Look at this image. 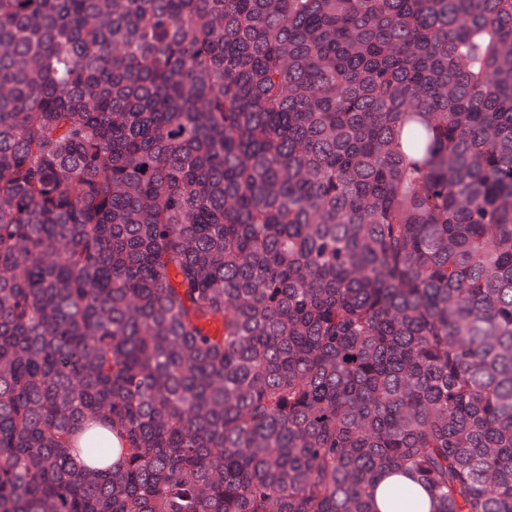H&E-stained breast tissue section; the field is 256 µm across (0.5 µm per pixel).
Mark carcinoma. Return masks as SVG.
<instances>
[{
	"mask_svg": "<svg viewBox=\"0 0 512 512\" xmlns=\"http://www.w3.org/2000/svg\"><path fill=\"white\" fill-rule=\"evenodd\" d=\"M397 470L512 512V0H0V512Z\"/></svg>",
	"mask_w": 512,
	"mask_h": 512,
	"instance_id": "obj_1",
	"label": "carcinoma"
}]
</instances>
